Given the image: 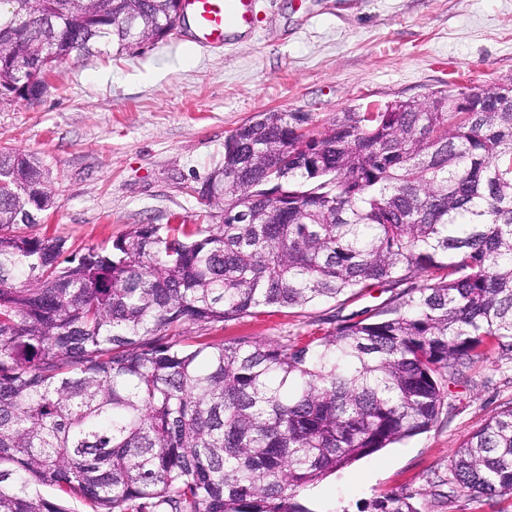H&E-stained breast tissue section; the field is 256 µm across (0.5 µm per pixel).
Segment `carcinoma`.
I'll list each match as a JSON object with an SVG mask.
<instances>
[{
    "instance_id": "cac0c4a2",
    "label": "carcinoma",
    "mask_w": 512,
    "mask_h": 512,
    "mask_svg": "<svg viewBox=\"0 0 512 512\" xmlns=\"http://www.w3.org/2000/svg\"><path fill=\"white\" fill-rule=\"evenodd\" d=\"M0 101L108 43L160 41L174 0H0ZM56 28L46 25V19ZM342 113L316 135L264 112L224 141V183L196 224H140L68 251L21 235L53 206L32 155L0 150V512H304L297 493L428 430L494 349L512 360V100L474 92ZM235 210V224H210ZM403 287L373 320L306 343L181 346L184 327L258 307ZM458 488L512 494V407L450 459ZM57 491L53 498L40 488ZM362 512H417L390 494Z\"/></svg>"
}]
</instances>
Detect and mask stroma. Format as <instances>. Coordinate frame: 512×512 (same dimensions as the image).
I'll return each mask as SVG.
<instances>
[{"label":"stroma","mask_w":512,"mask_h":512,"mask_svg":"<svg viewBox=\"0 0 512 512\" xmlns=\"http://www.w3.org/2000/svg\"><path fill=\"white\" fill-rule=\"evenodd\" d=\"M258 25L205 48L183 33L139 55L100 45L50 74L41 98L0 106V149L49 172L50 233L70 248L111 244L140 224L193 223L192 195L224 164V141L263 112H301L314 133L348 110L512 85V0H256ZM394 289L347 300L260 307L196 337L306 341L371 315ZM512 406V361L490 353L447 388L433 426L336 470L297 497L307 512H359L387 494L418 512H512V495L474 497L452 481L450 456Z\"/></svg>","instance_id":"35a3bbf8"}]
</instances>
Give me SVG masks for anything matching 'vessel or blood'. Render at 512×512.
<instances>
[{"mask_svg":"<svg viewBox=\"0 0 512 512\" xmlns=\"http://www.w3.org/2000/svg\"><path fill=\"white\" fill-rule=\"evenodd\" d=\"M187 35L220 46L230 30L251 33L256 25L255 0H184Z\"/></svg>","mask_w":512,"mask_h":512,"instance_id":"obj_1","label":"vessel or blood"}]
</instances>
